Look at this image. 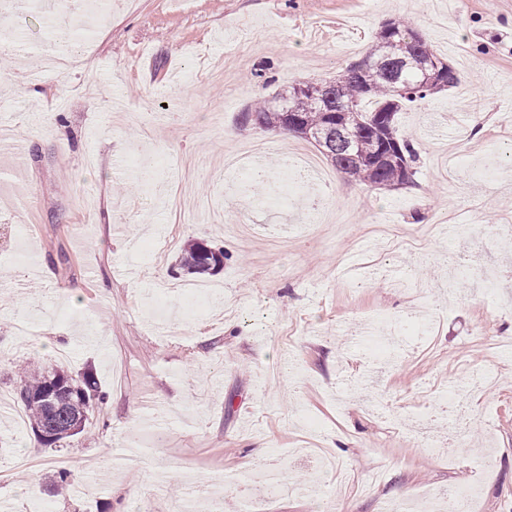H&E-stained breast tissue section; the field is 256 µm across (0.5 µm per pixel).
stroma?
<instances>
[{"mask_svg": "<svg viewBox=\"0 0 512 512\" xmlns=\"http://www.w3.org/2000/svg\"><path fill=\"white\" fill-rule=\"evenodd\" d=\"M413 20L461 82L397 116L419 153L415 184L326 189L262 157L253 200L224 170L248 106L296 81L332 79L389 19ZM0 36V399L19 406L18 366L92 367L107 400L86 436L37 445L0 418V501L11 512H171L190 487L236 486L266 468L297 491L254 512H417L425 491L471 481L478 512H512V259L491 252L512 223V182L490 136L512 130V0H112L81 74L46 76L47 17L11 5ZM94 96L75 91L77 83ZM138 139L147 167L128 164ZM451 145L472 175L443 176ZM469 210L454 239L433 214ZM223 249L216 274L187 273L181 243ZM500 271L486 290L477 267ZM466 286L449 291L451 279ZM425 283L433 332L371 356L387 323L413 319ZM26 317L27 335L16 330ZM495 373L489 391L474 373ZM40 459L19 480L13 455ZM85 494L55 496L58 458Z\"/></svg>", "mask_w": 512, "mask_h": 512, "instance_id": "35a3bbf8", "label": "stroma"}]
</instances>
